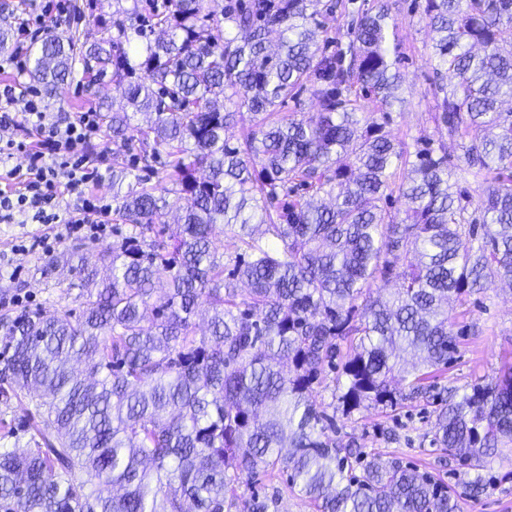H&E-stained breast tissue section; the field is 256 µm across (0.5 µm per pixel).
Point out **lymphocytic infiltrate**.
<instances>
[{
	"label": "lymphocytic infiltrate",
	"instance_id": "f902f5d3",
	"mask_svg": "<svg viewBox=\"0 0 512 512\" xmlns=\"http://www.w3.org/2000/svg\"><path fill=\"white\" fill-rule=\"evenodd\" d=\"M97 130L94 113L86 112L78 121L67 122L48 112L37 97L18 99L10 85L0 87V177L18 182L13 191L0 189V223L63 224L66 232L97 233L106 206L87 200L90 182L102 180L99 168L90 167L83 145ZM25 139H18V132ZM22 155L24 166L13 165ZM64 170L66 182L56 180ZM82 199L81 208L60 216L64 197Z\"/></svg>",
	"mask_w": 512,
	"mask_h": 512
}]
</instances>
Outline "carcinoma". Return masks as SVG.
Instances as JSON below:
<instances>
[{
  "label": "carcinoma",
  "instance_id": "obj_1",
  "mask_svg": "<svg viewBox=\"0 0 512 512\" xmlns=\"http://www.w3.org/2000/svg\"><path fill=\"white\" fill-rule=\"evenodd\" d=\"M330 11L321 0H165L144 15L133 0L124 13L159 28L154 40L127 50L50 34L36 48L31 75L47 92L77 60L89 85L109 71L126 85L125 105L101 101L99 114L114 146L113 215L131 232L92 259L74 250L44 265H69L78 316L3 322L0 393L42 390L45 425L32 447L0 448L5 512H278L273 496L239 493L274 477L315 512H459L485 491L479 474L458 490L337 442L336 415L310 391L339 367L345 414L430 401L463 335L448 298L512 283V43L501 37L512 0H425L434 119L482 179L474 209L450 182L444 144L411 149L387 130L404 103L389 4L358 12L326 54ZM305 91L316 119L281 114ZM220 95L258 117L235 144ZM136 113L146 125L131 124ZM134 171L156 183L122 190ZM226 236L239 249L227 261ZM378 281L396 285L389 298L373 296ZM406 349L419 356L409 368ZM447 394L430 445L479 471L512 445V362Z\"/></svg>",
  "mask_w": 512,
  "mask_h": 512
}]
</instances>
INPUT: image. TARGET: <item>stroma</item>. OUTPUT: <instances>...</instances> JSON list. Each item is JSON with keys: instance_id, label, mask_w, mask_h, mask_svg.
<instances>
[{"instance_id": "stroma-1", "label": "stroma", "mask_w": 512, "mask_h": 512, "mask_svg": "<svg viewBox=\"0 0 512 512\" xmlns=\"http://www.w3.org/2000/svg\"><path fill=\"white\" fill-rule=\"evenodd\" d=\"M391 3L406 103L394 112L390 130L409 144L417 139L446 143L451 156H460V141L448 137L433 118V35L422 20L425 0ZM126 21L117 0H68V12L58 33L90 44L116 35L118 25ZM48 101L53 112L70 121L97 109V98L79 66L65 84L49 95ZM49 232L43 224L0 223V316L6 314L15 319L38 309L51 315L78 311L79 291L71 287L69 278H44L43 252H21L16 248L19 240ZM448 314L464 327L465 334L459 339L454 362L438 379V386L462 388L490 380L503 362L512 358V286L502 283L469 297L465 304H449ZM34 402V396L29 394L0 395V446L26 444L29 434L25 425L40 423ZM435 420L434 405L406 401L393 408L379 406L337 414V436L346 442L357 440L364 451L385 459L402 456L418 470L439 474L454 486L465 467L459 459H443L440 450L430 447L428 435ZM396 425L401 428L399 440H385L383 430ZM481 475L487 484L486 492L476 500H461L460 512H512V448L488 459Z\"/></svg>"}]
</instances>
